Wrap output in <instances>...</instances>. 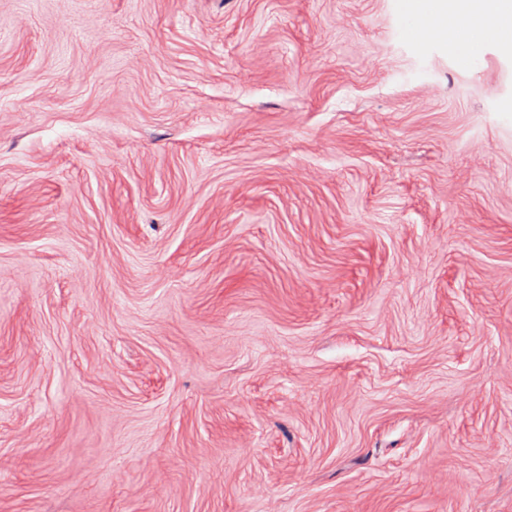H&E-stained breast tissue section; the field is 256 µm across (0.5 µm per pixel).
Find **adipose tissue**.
Returning a JSON list of instances; mask_svg holds the SVG:
<instances>
[{
  "mask_svg": "<svg viewBox=\"0 0 512 512\" xmlns=\"http://www.w3.org/2000/svg\"><path fill=\"white\" fill-rule=\"evenodd\" d=\"M424 32L443 39L449 51L465 55L470 51L474 29L488 23L512 26L501 18L498 0H431Z\"/></svg>",
  "mask_w": 512,
  "mask_h": 512,
  "instance_id": "ef3b65f1",
  "label": "adipose tissue"
}]
</instances>
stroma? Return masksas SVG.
Wrapping results in <instances>:
<instances>
[{"instance_id": "stroma-1", "label": "stroma", "mask_w": 512, "mask_h": 512, "mask_svg": "<svg viewBox=\"0 0 512 512\" xmlns=\"http://www.w3.org/2000/svg\"><path fill=\"white\" fill-rule=\"evenodd\" d=\"M0 512H512V52L0 0Z\"/></svg>"}]
</instances>
